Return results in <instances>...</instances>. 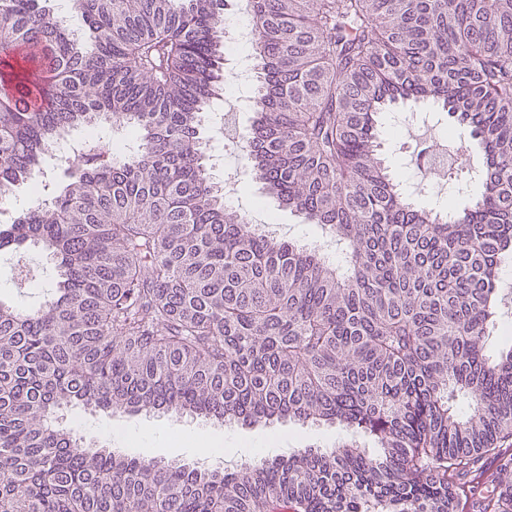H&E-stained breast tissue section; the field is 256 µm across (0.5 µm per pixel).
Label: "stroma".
I'll return each mask as SVG.
<instances>
[{
    "instance_id": "1",
    "label": "stroma",
    "mask_w": 512,
    "mask_h": 512,
    "mask_svg": "<svg viewBox=\"0 0 512 512\" xmlns=\"http://www.w3.org/2000/svg\"><path fill=\"white\" fill-rule=\"evenodd\" d=\"M390 114L381 116V154L391 173L406 179V149L411 146L413 135L392 136ZM57 279L54 262L40 248L29 246L17 253L0 254V301L19 309H34L42 304L48 290ZM499 295L502 315L496 329L485 344L487 355L512 345V335H505V328H512V262L500 272ZM53 425L64 430L76 431L83 442L97 448H109L129 456L140 455L158 461H178L202 469H232L245 461L278 456V449L269 446L271 437L288 440L294 448H314L329 451L343 440L339 428L325 424H301L294 421L274 422L244 426L238 423L217 425L196 415L140 412L111 413L81 405L64 406L51 416ZM206 430L227 443L228 457L211 461L198 455L189 445L188 433Z\"/></svg>"
}]
</instances>
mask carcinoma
<instances>
[{
	"label": "carcinoma",
	"instance_id": "obj_1",
	"mask_svg": "<svg viewBox=\"0 0 512 512\" xmlns=\"http://www.w3.org/2000/svg\"><path fill=\"white\" fill-rule=\"evenodd\" d=\"M0 0V227L58 261L37 309L0 302V512H512V348L484 354L512 260V0H249L247 159L266 194L336 237L267 236L224 204L199 126L224 83V0ZM430 103L482 156L480 192L420 207L379 153L381 114ZM108 123L131 134L119 159ZM98 142L54 179L65 132ZM79 402L371 436L238 471L90 451Z\"/></svg>",
	"mask_w": 512,
	"mask_h": 512
}]
</instances>
